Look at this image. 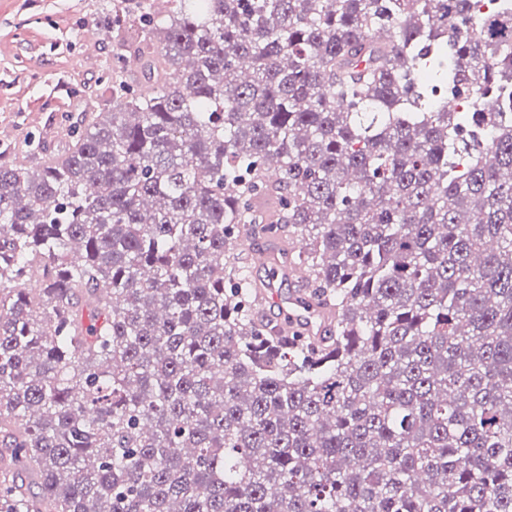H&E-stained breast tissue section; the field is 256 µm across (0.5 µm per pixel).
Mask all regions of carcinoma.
Masks as SVG:
<instances>
[{"instance_id": "1", "label": "carcinoma", "mask_w": 512, "mask_h": 512, "mask_svg": "<svg viewBox=\"0 0 512 512\" xmlns=\"http://www.w3.org/2000/svg\"><path fill=\"white\" fill-rule=\"evenodd\" d=\"M164 2L123 110L0 163V512H512V10ZM253 238L254 239H251V240L254 243H256L257 246L264 248L268 253V263L266 266H259V265L255 264V262L251 258L250 252L244 247L245 239H242L241 241H239V243L241 244L240 247L243 249H246V251L249 253V258H248V255L242 249H240L238 247V240L240 238H238V240H237V249L245 257V260H246V263L248 266V270L250 272L252 280L255 281L258 285H260L261 283L267 282L270 258L273 257V254L276 256L277 249H278V247H280V245L278 243L270 241L264 237L256 236ZM295 284L291 279L277 278L274 280L273 288H265L266 305L263 310L264 319H278L282 307L288 308V318L292 324H299L311 336H321L330 323L329 309L320 307L314 309L304 304L298 297L296 291L288 300V307L285 303L288 294L293 291Z\"/></svg>"}]
</instances>
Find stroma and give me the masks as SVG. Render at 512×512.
<instances>
[{
  "label": "stroma",
  "instance_id": "35a3bbf8",
  "mask_svg": "<svg viewBox=\"0 0 512 512\" xmlns=\"http://www.w3.org/2000/svg\"><path fill=\"white\" fill-rule=\"evenodd\" d=\"M112 0H0V149L36 164L92 105L111 109Z\"/></svg>",
  "mask_w": 512,
  "mask_h": 512
}]
</instances>
